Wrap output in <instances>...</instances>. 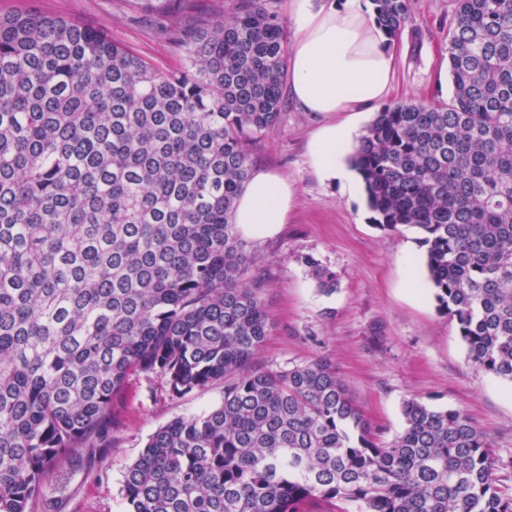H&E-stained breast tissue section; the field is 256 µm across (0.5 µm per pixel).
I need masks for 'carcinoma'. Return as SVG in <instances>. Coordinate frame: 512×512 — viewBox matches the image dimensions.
Here are the masks:
<instances>
[{"label":"carcinoma","mask_w":512,"mask_h":512,"mask_svg":"<svg viewBox=\"0 0 512 512\" xmlns=\"http://www.w3.org/2000/svg\"><path fill=\"white\" fill-rule=\"evenodd\" d=\"M372 2L398 36L405 0ZM455 4L452 97L377 113L351 165L376 227L417 234L469 360L512 383V0ZM286 30L237 0L164 70L76 19L0 15V512L101 445L137 373L224 398L149 436L129 512H512L461 411L407 399L385 441L329 360L254 367L271 323L234 202L281 119Z\"/></svg>","instance_id":"1"}]
</instances>
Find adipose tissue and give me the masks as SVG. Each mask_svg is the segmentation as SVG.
<instances>
[{
	"label": "adipose tissue",
	"instance_id": "obj_1",
	"mask_svg": "<svg viewBox=\"0 0 512 512\" xmlns=\"http://www.w3.org/2000/svg\"><path fill=\"white\" fill-rule=\"evenodd\" d=\"M295 39L288 51V93L301 111L326 123L308 144L309 162L325 180L349 191L358 185L343 161L352 145L339 112H355L385 99L394 77V55L370 0H288ZM294 190L287 177L251 169L236 201L234 222L242 237L274 235L287 223Z\"/></svg>",
	"mask_w": 512,
	"mask_h": 512
}]
</instances>
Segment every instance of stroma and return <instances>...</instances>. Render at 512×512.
Returning a JSON list of instances; mask_svg holds the SVG:
<instances>
[{
  "instance_id": "obj_1",
  "label": "stroma",
  "mask_w": 512,
  "mask_h": 512,
  "mask_svg": "<svg viewBox=\"0 0 512 512\" xmlns=\"http://www.w3.org/2000/svg\"><path fill=\"white\" fill-rule=\"evenodd\" d=\"M406 4L409 19L392 44L394 90L383 104L445 102L447 86L439 74L454 2ZM233 5L234 0H170L161 12L148 0H0V15L36 10L73 18L104 29L156 66L175 69L183 63L176 26L222 19ZM322 121L321 114L299 111L284 100L280 122L250 146L254 166L278 171L295 189L280 233L249 243L272 325L256 367L280 369L329 358L387 440L403 427L406 399L462 411L490 441L501 484L512 487V384L468 359L455 321L437 307L414 234L379 230L365 194H349L340 183L314 174L307 142ZM309 256L335 272V293L320 292L305 264ZM222 399L218 385L173 398L157 377L131 376L112 402L105 447L86 449L51 470L42 512H128L123 475L149 435Z\"/></svg>"
}]
</instances>
